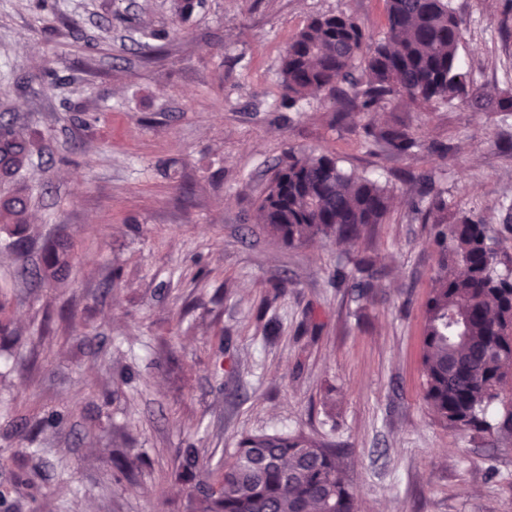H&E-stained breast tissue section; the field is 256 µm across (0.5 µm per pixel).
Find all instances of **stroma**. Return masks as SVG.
Segmentation results:
<instances>
[{
  "label": "stroma",
  "instance_id": "stroma-1",
  "mask_svg": "<svg viewBox=\"0 0 512 512\" xmlns=\"http://www.w3.org/2000/svg\"><path fill=\"white\" fill-rule=\"evenodd\" d=\"M451 5L473 96L358 112L340 93L285 107L280 59L318 14L382 39L385 0H205L185 20L170 0H0V113L42 145L28 233L73 254L41 279L0 228V512H188L182 449L214 470L243 434L298 430L345 450L358 512H512V437L447 429L423 399L438 253L416 177L512 265V112L488 105L512 90V0ZM387 127L414 148L375 141ZM291 148L386 183L383 223L353 243L269 235L257 202Z\"/></svg>",
  "mask_w": 512,
  "mask_h": 512
}]
</instances>
